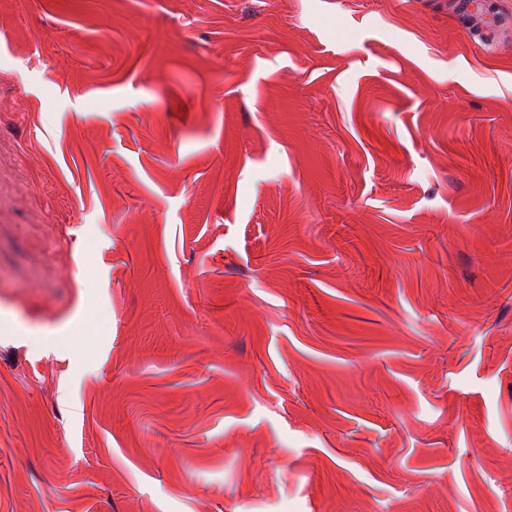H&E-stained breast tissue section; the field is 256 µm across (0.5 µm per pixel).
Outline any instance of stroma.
<instances>
[{
  "mask_svg": "<svg viewBox=\"0 0 512 512\" xmlns=\"http://www.w3.org/2000/svg\"><path fill=\"white\" fill-rule=\"evenodd\" d=\"M0 0V512H512V0Z\"/></svg>",
  "mask_w": 512,
  "mask_h": 512,
  "instance_id": "obj_1",
  "label": "stroma"
}]
</instances>
